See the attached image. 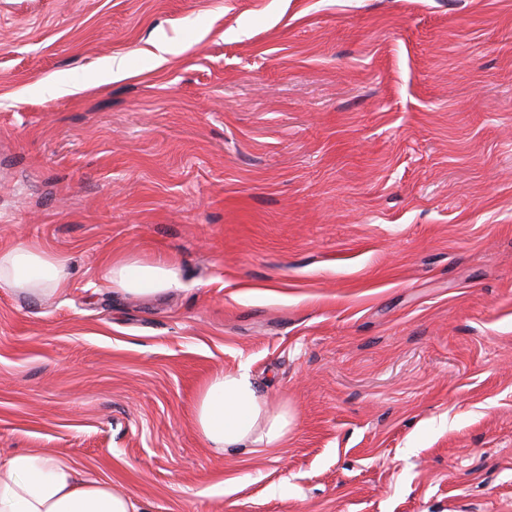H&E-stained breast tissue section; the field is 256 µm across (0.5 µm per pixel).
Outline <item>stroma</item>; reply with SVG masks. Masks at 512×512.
I'll return each instance as SVG.
<instances>
[{
  "label": "stroma",
  "mask_w": 512,
  "mask_h": 512,
  "mask_svg": "<svg viewBox=\"0 0 512 512\" xmlns=\"http://www.w3.org/2000/svg\"><path fill=\"white\" fill-rule=\"evenodd\" d=\"M122 61L123 76L109 75ZM0 454L146 512H512V0H0ZM175 258L159 300L108 257ZM247 367L286 447H205ZM67 259L50 249L19 243L0 248V288L31 299L65 291Z\"/></svg>",
  "instance_id": "stroma-1"
}]
</instances>
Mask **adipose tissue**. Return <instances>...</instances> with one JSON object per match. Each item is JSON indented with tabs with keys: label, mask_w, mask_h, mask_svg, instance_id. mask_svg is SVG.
<instances>
[{
	"label": "adipose tissue",
	"mask_w": 512,
	"mask_h": 512,
	"mask_svg": "<svg viewBox=\"0 0 512 512\" xmlns=\"http://www.w3.org/2000/svg\"><path fill=\"white\" fill-rule=\"evenodd\" d=\"M172 260L127 254L109 259L103 279L114 293L156 298L179 284ZM66 258L50 249L19 243L0 248V288L31 299L64 292ZM194 428L208 448H280L292 420L287 409H272L248 369L221 372L199 392ZM0 512H143L133 494L81 475L68 460L44 452L0 456Z\"/></svg>",
	"instance_id": "adipose-tissue-1"
}]
</instances>
